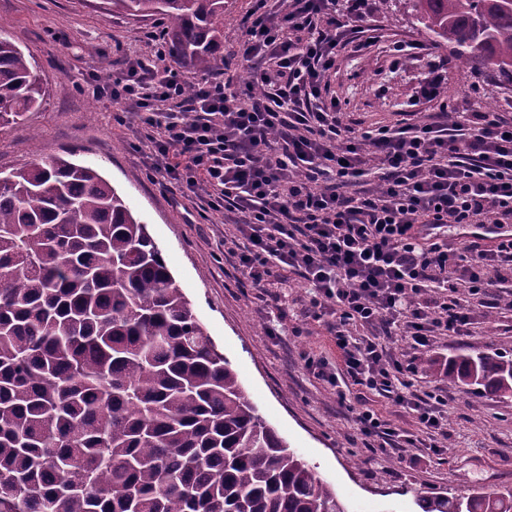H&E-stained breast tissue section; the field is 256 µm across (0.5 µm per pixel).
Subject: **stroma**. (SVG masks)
<instances>
[{"mask_svg":"<svg viewBox=\"0 0 512 512\" xmlns=\"http://www.w3.org/2000/svg\"><path fill=\"white\" fill-rule=\"evenodd\" d=\"M366 23L375 42L345 48L329 78L362 128L393 124L410 111L432 112L420 96L429 70L447 65L445 93L457 111L512 113V98L489 78L449 61L447 49L403 8L382 9L367 0ZM158 18L133 17L105 0H0V30L36 62L45 91L41 106L23 121L0 130V171L62 156L97 169L147 225L177 284L207 333L237 371L248 397L266 420L330 482L348 512H420L415 496L451 495L512 488V398L480 389L464 392L444 371L462 353L512 355V310L477 317L462 336L436 337L432 348L411 349L396 337L395 353L413 362L414 390L443 391L448 399V441L442 457L423 448H397L377 455L353 440L351 413L340 409L330 389L304 368L306 354L338 362L325 322L303 317L308 295L303 280L289 275L287 315L269 318L240 272L220 253L226 226L220 211H199L178 187L163 189L148 174L150 148L119 122L108 99L94 95L101 68L116 69L123 53L151 60ZM414 45L396 56L393 42Z\"/></svg>","mask_w":512,"mask_h":512,"instance_id":"stroma-1","label":"stroma"}]
</instances>
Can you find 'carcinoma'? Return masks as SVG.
I'll return each instance as SVG.
<instances>
[{"instance_id":"1","label":"carcinoma","mask_w":512,"mask_h":512,"mask_svg":"<svg viewBox=\"0 0 512 512\" xmlns=\"http://www.w3.org/2000/svg\"><path fill=\"white\" fill-rule=\"evenodd\" d=\"M159 16L168 53L220 67L224 0H107ZM457 63L512 85V0H405ZM0 30V127L44 96ZM448 382L512 396V358ZM421 512H512V488L419 495ZM0 512H347L247 396L123 197L52 157L0 176Z\"/></svg>"}]
</instances>
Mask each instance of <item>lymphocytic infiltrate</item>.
Listing matches in <instances>:
<instances>
[{
	"label": "lymphocytic infiltrate",
	"instance_id": "f902f5d3",
	"mask_svg": "<svg viewBox=\"0 0 512 512\" xmlns=\"http://www.w3.org/2000/svg\"><path fill=\"white\" fill-rule=\"evenodd\" d=\"M366 32L337 15L334 0H290L285 10L255 0L238 47L254 65L252 87L222 71L185 94L160 49L150 64L123 59L96 92L141 114L139 136L161 183L185 188L199 209L230 213L236 234L224 255L270 312L286 315L284 293L267 289L274 274L305 281L307 310L327 320L342 362L337 371L309 356L305 368L354 413L364 446L438 455L446 398L412 393L413 365L355 330L378 324L426 349L436 337L464 335L479 308L503 303L512 239L452 242L440 230L512 224V117L454 111L436 74L421 96L437 102L440 119L356 130L327 78L339 49ZM353 384L364 396L351 397ZM369 392L412 413L421 436L392 427Z\"/></svg>",
	"mask_w": 512,
	"mask_h": 512
}]
</instances>
